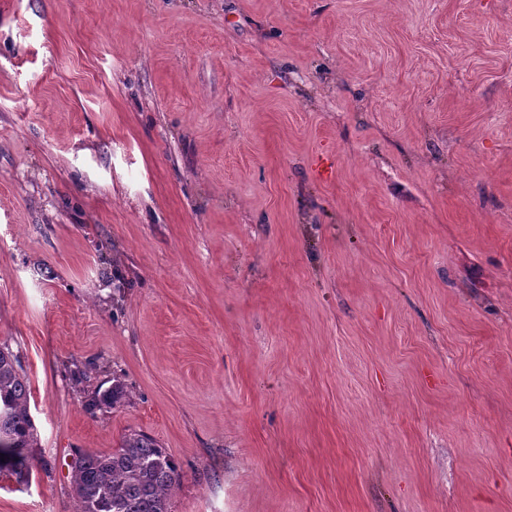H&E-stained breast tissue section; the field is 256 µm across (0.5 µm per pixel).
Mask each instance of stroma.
<instances>
[{
  "mask_svg": "<svg viewBox=\"0 0 512 512\" xmlns=\"http://www.w3.org/2000/svg\"><path fill=\"white\" fill-rule=\"evenodd\" d=\"M1 345L0 512H512V0H0ZM36 437L21 362L12 351L0 347V472L28 479L33 466L30 448L35 447ZM72 468L77 512H169V494L181 479L166 448L138 431L112 453L79 452Z\"/></svg>",
  "mask_w": 512,
  "mask_h": 512,
  "instance_id": "35a3bbf8",
  "label": "stroma"
}]
</instances>
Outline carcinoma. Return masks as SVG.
<instances>
[{"mask_svg":"<svg viewBox=\"0 0 512 512\" xmlns=\"http://www.w3.org/2000/svg\"><path fill=\"white\" fill-rule=\"evenodd\" d=\"M126 396L116 382L89 406H115ZM37 437L29 385L17 355L0 347V472L26 480ZM77 512H169L168 497L181 479L173 457L151 436L132 431L110 453L82 451L74 459Z\"/></svg>","mask_w":512,"mask_h":512,"instance_id":"1","label":"carcinoma"}]
</instances>
